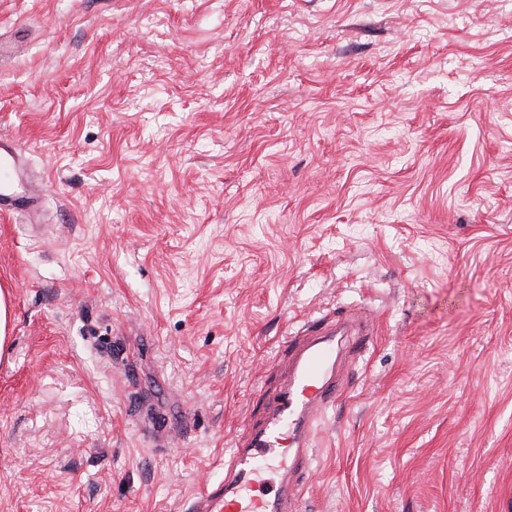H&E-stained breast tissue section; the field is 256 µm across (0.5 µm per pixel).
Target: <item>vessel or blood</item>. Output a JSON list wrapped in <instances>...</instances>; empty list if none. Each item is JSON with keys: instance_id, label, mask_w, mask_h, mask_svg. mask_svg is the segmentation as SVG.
<instances>
[{"instance_id": "obj_1", "label": "vessel or blood", "mask_w": 512, "mask_h": 512, "mask_svg": "<svg viewBox=\"0 0 512 512\" xmlns=\"http://www.w3.org/2000/svg\"><path fill=\"white\" fill-rule=\"evenodd\" d=\"M24 178L17 149L12 142H1V212L28 210L33 198L24 189ZM330 329L324 322L308 335L286 337L288 377L269 403L266 419L234 437L223 481L201 488L191 512H289L305 486L309 442L318 419L343 392L336 377V351L325 343ZM273 468L280 481L270 498L260 488Z\"/></svg>"}]
</instances>
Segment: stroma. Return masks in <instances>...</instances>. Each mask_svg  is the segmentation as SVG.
I'll list each match as a JSON object with an SVG mask.
<instances>
[{"instance_id":"35a3bbf8","label":"stroma","mask_w":512,"mask_h":512,"mask_svg":"<svg viewBox=\"0 0 512 512\" xmlns=\"http://www.w3.org/2000/svg\"><path fill=\"white\" fill-rule=\"evenodd\" d=\"M0 136V512H190L341 311L297 512H512V0H0ZM24 170L20 155L8 141L0 143V211L16 213L29 212L33 197L24 190Z\"/></svg>"}]
</instances>
